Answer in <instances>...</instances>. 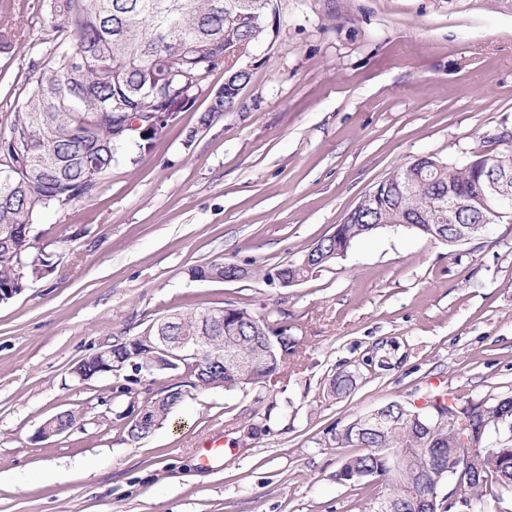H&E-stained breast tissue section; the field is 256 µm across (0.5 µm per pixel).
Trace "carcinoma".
I'll return each instance as SVG.
<instances>
[{"label":"carcinoma","instance_id":"cac0c4a2","mask_svg":"<svg viewBox=\"0 0 512 512\" xmlns=\"http://www.w3.org/2000/svg\"><path fill=\"white\" fill-rule=\"evenodd\" d=\"M274 0H53L58 36L46 46L45 65H32L27 83L31 90L9 113L8 132H0V293L8 295L29 279L54 272L48 258L33 252L27 227L41 212L89 196L90 180L112 170L115 155L125 140L114 136L116 118L145 108L148 87L162 89L188 78L195 82L189 95L207 88L213 72L224 70L228 81L223 100L200 117L205 125L213 115L233 106L234 91L246 86L251 74L237 58L235 48L250 51L268 37L265 14ZM452 163L438 156V166L425 168L412 161L377 184L372 210L336 225L335 235L317 240L305 254L286 265L261 272L236 263L212 262L189 270L195 280H243L259 273L269 282L283 275L305 280L316 269L340 258L356 240L413 220L412 230L427 238L457 245L467 234L477 238L484 229L476 224L448 223V192L466 193L474 211L489 214L495 206L485 196L472 161ZM488 165L512 174V145L493 153ZM208 310H174L147 324L137 335L112 342V361L128 362L130 343L138 347L136 361L159 364L161 372H179L181 381L155 393L140 406L143 421L119 417L125 440L148 437L185 400L190 390L246 391L262 387L278 375L296 339L288 335V321L272 328L247 307L224 306V323L204 320ZM188 336H205L206 350H231L260 360L245 378L232 369L204 365L194 358L169 361L158 345L163 322ZM354 376L338 373L329 382L331 396L342 398L354 388ZM458 407L469 427H436L415 409L400 405L396 419L377 429L359 416L335 432V442L357 446L363 453L344 460L337 477L350 484L372 482L381 486L376 500L393 501L405 512H437L438 489L453 480L472 504L483 512L487 500L496 503L512 494V395L493 398L455 393L435 394L429 403ZM82 427L73 409L59 411L51 430ZM483 449L479 471L464 463L473 448Z\"/></svg>","mask_w":512,"mask_h":512}]
</instances>
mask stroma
Here are the masks:
<instances>
[{
	"instance_id": "1",
	"label": "stroma",
	"mask_w": 512,
	"mask_h": 512,
	"mask_svg": "<svg viewBox=\"0 0 512 512\" xmlns=\"http://www.w3.org/2000/svg\"><path fill=\"white\" fill-rule=\"evenodd\" d=\"M51 0H0V131L53 36ZM247 64L245 109L210 98L146 147L120 149L92 196L34 220L55 267L0 303V512H368L336 472V430L434 390H512V223L451 247L398 226L298 284L199 281L210 262L272 268L330 235L414 157L460 160L512 129V0H277ZM287 318L281 375L194 390L148 438L123 440L113 375L73 368L177 309ZM347 370L346 397L328 395ZM82 429L37 432L63 409Z\"/></svg>"
}]
</instances>
